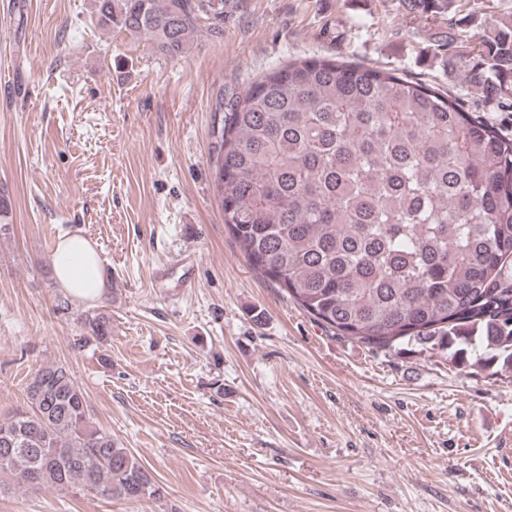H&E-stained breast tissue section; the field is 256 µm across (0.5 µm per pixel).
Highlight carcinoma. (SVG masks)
Returning <instances> with one entry per match:
<instances>
[{
  "label": "carcinoma",
  "instance_id": "1",
  "mask_svg": "<svg viewBox=\"0 0 512 512\" xmlns=\"http://www.w3.org/2000/svg\"><path fill=\"white\" fill-rule=\"evenodd\" d=\"M456 0H399L446 25L432 47L512 109V12L465 35ZM97 23L186 53L224 0H95ZM210 155L224 228L249 265L321 324L372 349L427 345L457 366L512 369V136L392 69L292 60L226 101ZM84 326L102 344L103 316ZM0 418V494L17 486L127 501L165 489L59 363Z\"/></svg>",
  "mask_w": 512,
  "mask_h": 512
}]
</instances>
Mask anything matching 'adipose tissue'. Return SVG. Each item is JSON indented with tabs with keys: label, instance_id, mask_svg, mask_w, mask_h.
I'll use <instances>...</instances> for the list:
<instances>
[{
	"label": "adipose tissue",
	"instance_id": "adipose-tissue-1",
	"mask_svg": "<svg viewBox=\"0 0 512 512\" xmlns=\"http://www.w3.org/2000/svg\"><path fill=\"white\" fill-rule=\"evenodd\" d=\"M54 277L61 288L82 302H100L108 286L102 258L86 237L58 236L52 252Z\"/></svg>",
	"mask_w": 512,
	"mask_h": 512
}]
</instances>
